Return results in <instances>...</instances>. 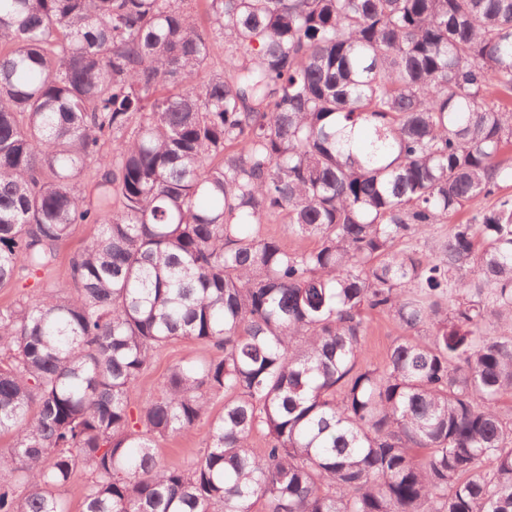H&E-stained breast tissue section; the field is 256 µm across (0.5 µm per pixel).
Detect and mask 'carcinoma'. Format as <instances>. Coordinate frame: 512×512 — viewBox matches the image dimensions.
I'll use <instances>...</instances> for the list:
<instances>
[{
  "label": "carcinoma",
  "instance_id": "1",
  "mask_svg": "<svg viewBox=\"0 0 512 512\" xmlns=\"http://www.w3.org/2000/svg\"><path fill=\"white\" fill-rule=\"evenodd\" d=\"M511 187L512 0H0V512H512ZM90 237V226L85 224L77 225L73 236L60 245L58 251V262L55 269L49 275H41L44 281L49 283H58L65 280L72 256L86 245ZM396 336L392 325L383 317L373 315L367 336V357L374 364H383L387 348ZM212 350L197 342H176L163 350L154 360L150 371L140 381L133 392L132 399L138 403L141 400L159 393L169 370L189 356L208 357ZM208 425L198 424L194 429L176 434L159 442L158 454L168 463L186 465L205 448ZM87 476L83 471H78L71 482L62 488L61 496L69 512H82Z\"/></svg>",
  "mask_w": 512,
  "mask_h": 512
}]
</instances>
